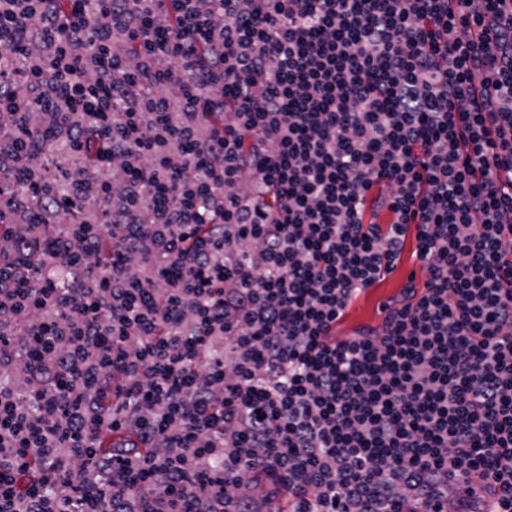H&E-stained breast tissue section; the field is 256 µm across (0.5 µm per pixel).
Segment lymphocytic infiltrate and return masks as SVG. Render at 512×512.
<instances>
[{"label":"lymphocytic infiltrate","mask_w":512,"mask_h":512,"mask_svg":"<svg viewBox=\"0 0 512 512\" xmlns=\"http://www.w3.org/2000/svg\"><path fill=\"white\" fill-rule=\"evenodd\" d=\"M70 5L0 0V512H512V0ZM413 276L417 286H423L427 279V272L422 268L420 262L411 257V252H406L401 264L391 274L386 275L381 282L367 293L359 295L346 309L340 322L336 324V336L344 339L352 336L354 330L362 326L377 327L381 324L386 311L383 308L387 302L384 301L380 316L377 314V301L380 297L391 298L399 293L408 278Z\"/></svg>","instance_id":"f902f5d3"}]
</instances>
